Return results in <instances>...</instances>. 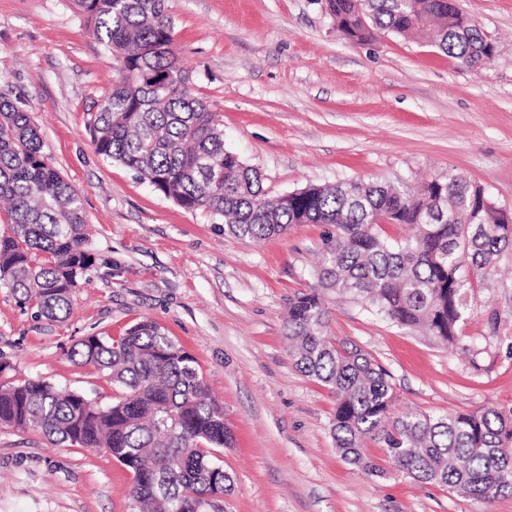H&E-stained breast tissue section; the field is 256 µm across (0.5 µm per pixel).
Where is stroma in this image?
I'll use <instances>...</instances> for the list:
<instances>
[{
	"mask_svg": "<svg viewBox=\"0 0 512 512\" xmlns=\"http://www.w3.org/2000/svg\"><path fill=\"white\" fill-rule=\"evenodd\" d=\"M456 5L496 45L480 72L427 40L350 42L323 0H165L193 94L218 113L225 146L261 172L269 197L348 178L414 190L452 172L512 207V0ZM117 76L74 0H0V99L24 104L78 192L94 258L60 321L0 288V362L10 364L0 383L39 377L111 402V384L68 352L149 319L196 358L224 408L228 512H512L510 494L488 504L341 459L334 400L296 368L284 334L288 299L312 285L332 225L239 239L104 160L86 123ZM502 267L472 294L466 346L435 343L331 290L329 333L391 372L395 412L512 406L511 255ZM132 479L105 450L0 427V512H130Z\"/></svg>",
	"mask_w": 512,
	"mask_h": 512,
	"instance_id": "stroma-1",
	"label": "stroma"
}]
</instances>
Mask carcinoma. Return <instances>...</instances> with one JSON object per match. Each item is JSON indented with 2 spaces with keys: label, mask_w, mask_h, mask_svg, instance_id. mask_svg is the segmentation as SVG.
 Masks as SVG:
<instances>
[{
  "label": "carcinoma",
  "mask_w": 512,
  "mask_h": 512,
  "mask_svg": "<svg viewBox=\"0 0 512 512\" xmlns=\"http://www.w3.org/2000/svg\"><path fill=\"white\" fill-rule=\"evenodd\" d=\"M74 2L96 39L120 58L119 79L87 121L99 155L240 239L282 235L294 224L335 227L313 271L315 284L288 300L285 335L299 371L335 399L331 431L341 458L385 476L363 452L371 439L384 448L385 462L421 484L486 503L512 494V407L394 414L391 373L358 344L328 334L322 296L332 290L359 300L398 327L457 347L471 293L512 253V210L452 173L413 194L351 178L269 200L259 171L225 148L216 113L191 93L164 0ZM325 5L336 30L354 43L433 28L436 46L462 68H482L495 54L453 0ZM0 201V288L39 317L63 318L93 262L81 199L48 162L28 110L8 100L0 101ZM384 224L409 225L414 233L392 238ZM69 356L104 374L116 391L112 402L32 378L0 385V426L38 432L54 446L106 449L133 473L132 512H197L202 500L210 512H224L234 483L223 460L231 434L195 358L150 320L117 336H87Z\"/></svg>",
  "instance_id": "cac0c4a2"
}]
</instances>
